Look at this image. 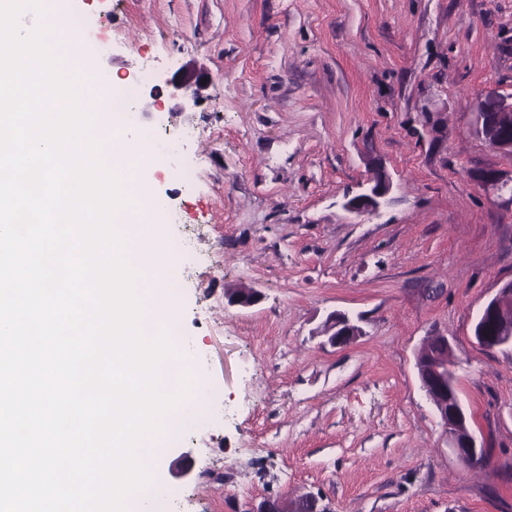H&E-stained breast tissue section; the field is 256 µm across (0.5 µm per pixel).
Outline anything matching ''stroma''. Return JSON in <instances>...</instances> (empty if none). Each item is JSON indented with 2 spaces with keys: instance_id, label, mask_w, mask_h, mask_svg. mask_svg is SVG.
<instances>
[{
  "instance_id": "obj_1",
  "label": "stroma",
  "mask_w": 512,
  "mask_h": 512,
  "mask_svg": "<svg viewBox=\"0 0 512 512\" xmlns=\"http://www.w3.org/2000/svg\"><path fill=\"white\" fill-rule=\"evenodd\" d=\"M143 131L179 138L153 176L165 239L191 233L172 296L196 371L226 407L168 442L157 512H512V346L475 320L512 280V156L471 129L512 101V0H66ZM203 81L171 96L172 82ZM196 172L184 188L179 169ZM386 175L379 213L346 196ZM253 288L240 308L228 293ZM363 334L331 346V312ZM446 337L471 467L416 360Z\"/></svg>"
}]
</instances>
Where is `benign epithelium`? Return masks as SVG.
<instances>
[{"label": "benign epithelium", "mask_w": 512, "mask_h": 512, "mask_svg": "<svg viewBox=\"0 0 512 512\" xmlns=\"http://www.w3.org/2000/svg\"><path fill=\"white\" fill-rule=\"evenodd\" d=\"M512 113V103L492 102L482 111L475 113L474 132L487 135V143L495 150L512 153V130L495 128V121L501 114ZM390 190L388 177L381 175L365 192L349 198L344 208L356 215L372 214L379 211L382 199ZM507 308L512 309V281L499 289L481 309L476 324L480 326L477 342L486 349L512 345V322L500 319ZM324 333L333 346H346L362 334L360 326L345 313L332 312L328 315ZM440 350L428 357L417 360V372L421 387L435 406L439 418L448 435V443L458 457L472 466L480 455V446L468 427V419L460 403L448 390V339L435 337Z\"/></svg>", "instance_id": "7a95c632"}]
</instances>
